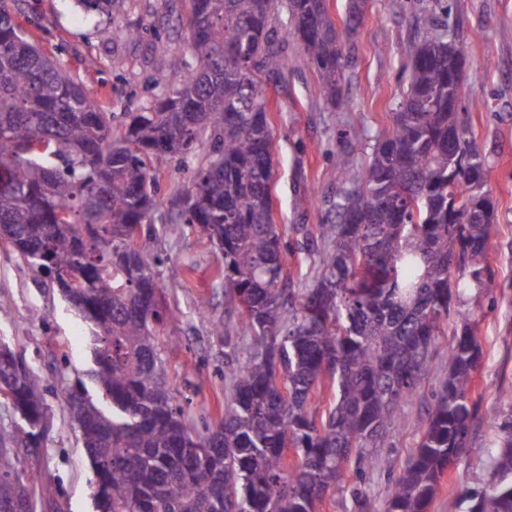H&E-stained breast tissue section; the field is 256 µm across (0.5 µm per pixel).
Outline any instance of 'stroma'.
<instances>
[{"instance_id": "35a3bbf8", "label": "stroma", "mask_w": 512, "mask_h": 512, "mask_svg": "<svg viewBox=\"0 0 512 512\" xmlns=\"http://www.w3.org/2000/svg\"><path fill=\"white\" fill-rule=\"evenodd\" d=\"M441 16L437 0H366L360 26L348 41L344 109L328 108L322 82L299 43L288 45V81L272 99L274 220L290 248L285 270L292 288L309 287L318 273L317 256L306 239L318 236L341 188L336 154L364 162L376 140L392 126V114L407 87L415 42L425 35V14L440 15L449 32L464 37L469 59L463 74V117L485 160V191L494 204L487 261L498 286L477 297L461 290L453 303L476 326L483 355L475 373L479 408L469 431L470 452L445 475L429 512H458L460 484L477 486L490 472L488 455L500 424L512 416V0H448ZM182 0H120L112 25L145 27L138 40L109 39L103 27L86 24L71 0H21L14 18L43 52L60 59L88 91L108 104L115 118L154 100L179 77L187 34L176 19ZM361 130L353 138L352 130ZM315 189L317 204L298 216L299 190ZM162 255L163 289L180 316L170 329L169 377L188 397L186 407L196 430L212 422L224 404V347L198 313L209 303L212 315L238 325L237 306L214 287L221 256L200 231L180 226L150 243ZM0 344L38 369L47 389L49 422L38 447L18 451L17 469L35 489L38 512H96L90 459L74 429L64 399L66 387L86 380L93 363L89 328L59 290L11 250L0 244ZM454 334L439 337L433 368L403 413L426 414L433 393L448 372ZM410 426L390 431L385 444L362 470L347 468L344 493L326 495L319 512H383L392 481L418 446Z\"/></svg>"}]
</instances>
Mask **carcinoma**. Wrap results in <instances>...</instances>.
Masks as SVG:
<instances>
[{
    "label": "carcinoma",
    "instance_id": "obj_1",
    "mask_svg": "<svg viewBox=\"0 0 512 512\" xmlns=\"http://www.w3.org/2000/svg\"><path fill=\"white\" fill-rule=\"evenodd\" d=\"M95 23L117 0H76ZM190 62L155 101L112 135V113L62 62L46 56L0 0V239L89 323L95 394L66 388L95 476L97 512H315L345 491L390 428L420 442L391 485L384 512H428L440 479L469 451L482 346L459 288L489 293L485 259L493 206L484 160L460 112L467 43L434 32L414 45L392 130L363 164L336 157L345 187L323 232L311 288L286 287L288 242L273 224L270 86L288 69V36L345 106V44L326 0H184ZM286 5L293 29L276 15ZM190 170L179 219L161 215L153 172ZM459 204L448 205V194ZM197 227L221 254L215 286L242 306V335L224 320V411L199 433L170 383L165 336L176 313L162 297L161 261L122 249L127 228L150 236ZM461 332L448 375L423 416L397 412L431 368L451 315ZM333 406L319 412L325 383ZM0 393L26 422L0 429V512H36L14 447L45 427L38 372L0 347ZM293 459H288V453ZM483 485L458 495L460 512H512V420L500 425Z\"/></svg>",
    "mask_w": 512,
    "mask_h": 512
}]
</instances>
